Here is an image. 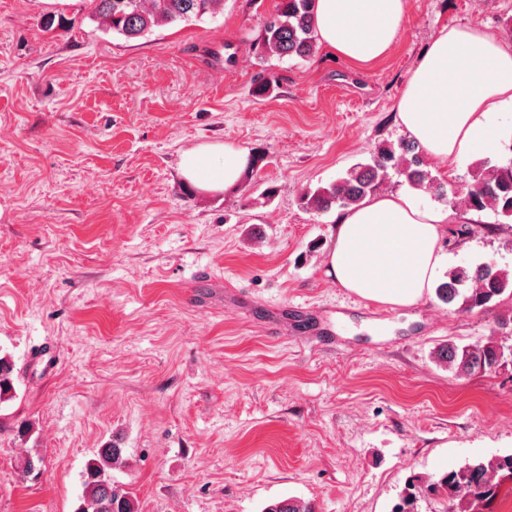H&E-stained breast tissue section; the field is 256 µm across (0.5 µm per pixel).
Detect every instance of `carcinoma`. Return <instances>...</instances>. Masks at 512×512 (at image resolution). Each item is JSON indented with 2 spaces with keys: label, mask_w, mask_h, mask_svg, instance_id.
Returning a JSON list of instances; mask_svg holds the SVG:
<instances>
[{
  "label": "carcinoma",
  "mask_w": 512,
  "mask_h": 512,
  "mask_svg": "<svg viewBox=\"0 0 512 512\" xmlns=\"http://www.w3.org/2000/svg\"><path fill=\"white\" fill-rule=\"evenodd\" d=\"M98 25L127 39L143 37L155 28L176 22L199 21L224 12V0H89ZM313 0H277L274 11L265 18L260 52L280 58H310L317 38L312 23ZM423 149L408 140L399 149L381 145L372 153L371 162L356 164L326 187L307 191L303 205L316 212L332 207L347 208L377 193L395 169L415 186L438 198L447 196L443 182L423 169ZM468 209H490L512 218V158L502 164L480 161L472 172L471 182L461 198ZM436 297L460 311L484 309L502 297L512 296V271L492 264L455 267L448 279L435 288ZM437 361L459 375L488 373L512 364V347L490 335L473 344L445 346L437 351ZM14 363L0 357V402L12 397L15 387ZM123 463V448L111 443L89 460L84 473V490L76 512H138L137 502L124 484L115 481L112 470ZM512 476V453L467 462L449 469L435 480L409 479L392 512H418L422 496L443 499L452 512H485L496 499L502 479ZM262 512H315L302 499L289 497L273 502Z\"/></svg>",
  "instance_id": "cac0c4a2"
}]
</instances>
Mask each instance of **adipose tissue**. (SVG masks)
I'll return each instance as SVG.
<instances>
[{
    "label": "adipose tissue",
    "instance_id": "ef3b65f1",
    "mask_svg": "<svg viewBox=\"0 0 512 512\" xmlns=\"http://www.w3.org/2000/svg\"><path fill=\"white\" fill-rule=\"evenodd\" d=\"M407 0H315L319 42L366 71L389 56ZM512 110V42L478 26H444L419 55L398 100L396 121L431 158L463 159L493 147L495 114ZM245 151L221 143L182 153L183 177L205 190H232L248 166ZM452 209L403 194L366 198L339 210L327 255L338 286L390 308L421 301L434 286L440 237Z\"/></svg>",
    "mask_w": 512,
    "mask_h": 512
}]
</instances>
